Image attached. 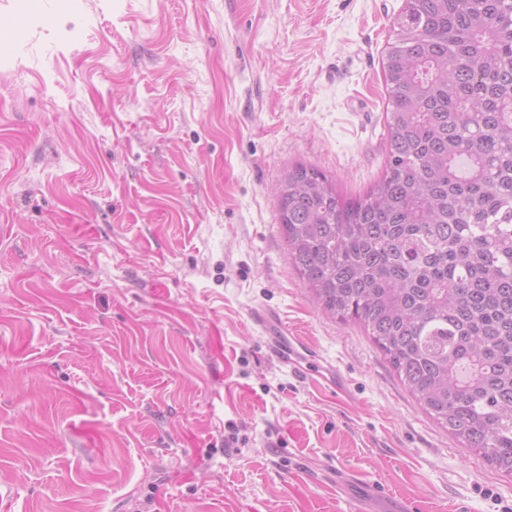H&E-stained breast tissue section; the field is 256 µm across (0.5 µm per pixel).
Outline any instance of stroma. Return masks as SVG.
I'll return each mask as SVG.
<instances>
[{
    "label": "stroma",
    "mask_w": 512,
    "mask_h": 512,
    "mask_svg": "<svg viewBox=\"0 0 512 512\" xmlns=\"http://www.w3.org/2000/svg\"><path fill=\"white\" fill-rule=\"evenodd\" d=\"M405 3L0 0V512H352L339 467L414 512H512L279 223L288 168L347 202L380 177ZM275 348L282 358L288 359V365L298 369L310 370L309 365L313 364V362L307 357H312V355L308 354L309 350L298 336L289 332L287 337L277 339ZM302 363L305 366H302Z\"/></svg>",
    "instance_id": "1"
}]
</instances>
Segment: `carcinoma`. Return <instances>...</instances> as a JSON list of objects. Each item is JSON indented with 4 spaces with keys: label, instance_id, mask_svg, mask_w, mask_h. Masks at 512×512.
<instances>
[{
    "label": "carcinoma",
    "instance_id": "1",
    "mask_svg": "<svg viewBox=\"0 0 512 512\" xmlns=\"http://www.w3.org/2000/svg\"><path fill=\"white\" fill-rule=\"evenodd\" d=\"M384 172L277 188L288 258L420 408L512 477V0H406L383 60Z\"/></svg>",
    "mask_w": 512,
    "mask_h": 512
}]
</instances>
